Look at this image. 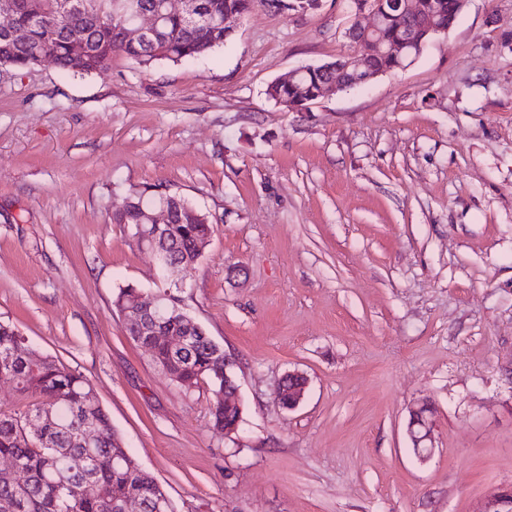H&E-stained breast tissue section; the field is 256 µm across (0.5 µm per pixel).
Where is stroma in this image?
I'll return each mask as SVG.
<instances>
[{
	"instance_id": "stroma-1",
	"label": "stroma",
	"mask_w": 512,
	"mask_h": 512,
	"mask_svg": "<svg viewBox=\"0 0 512 512\" xmlns=\"http://www.w3.org/2000/svg\"><path fill=\"white\" fill-rule=\"evenodd\" d=\"M353 21L350 0L259 7L193 59L0 67V322L90 381L176 512H474L512 483V0H468L407 68L308 111L267 98L349 53ZM165 190L212 221L167 278L112 221ZM129 285L236 358L237 434L129 338ZM296 379H299L298 382ZM288 380V382H287ZM289 381L293 382L289 384L290 389L288 388ZM287 382V383H286ZM285 385V393L288 396V400L283 402L281 401V393L284 391ZM308 386V380L303 373L300 372H291L284 378V380L278 384L275 390L276 398L283 408L287 410L295 409L300 402L302 401L305 391ZM426 413H430V410L424 403L412 410L408 426L412 450L422 461L429 459L435 450L433 423Z\"/></svg>"
}]
</instances>
